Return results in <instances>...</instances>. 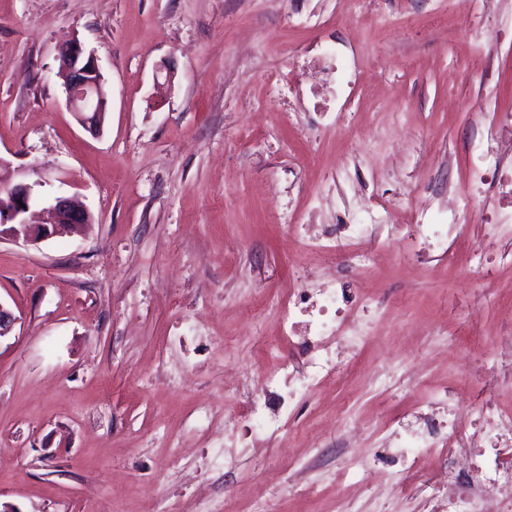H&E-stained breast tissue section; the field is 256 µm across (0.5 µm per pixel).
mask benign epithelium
I'll return each instance as SVG.
<instances>
[{
    "label": "benign epithelium",
    "mask_w": 512,
    "mask_h": 512,
    "mask_svg": "<svg viewBox=\"0 0 512 512\" xmlns=\"http://www.w3.org/2000/svg\"><path fill=\"white\" fill-rule=\"evenodd\" d=\"M67 104L82 124L98 130L104 121L107 91L105 80L92 55L73 42L62 52ZM35 185L19 181L0 195V240L12 239L36 245L41 241L71 232L91 221L90 213L68 198H58L51 208V221L33 224L29 221Z\"/></svg>",
    "instance_id": "benign-epithelium-1"
}]
</instances>
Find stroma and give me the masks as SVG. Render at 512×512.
<instances>
[{"mask_svg":"<svg viewBox=\"0 0 512 512\" xmlns=\"http://www.w3.org/2000/svg\"><path fill=\"white\" fill-rule=\"evenodd\" d=\"M323 30L290 0H0V158L37 184L38 208L74 197L93 216L81 232L29 246L0 241V304L17 318L0 340V506L9 512H110L121 502L166 512H419V489L385 501L348 492L336 473L375 448L301 446L335 430L345 409L403 420L432 387L469 374L462 406L486 395L492 339L512 314V268L485 279L490 244L476 224L453 237L455 263L405 262L407 241L383 237L376 268L311 256L285 215L323 224L360 205L409 223L421 204L406 175L437 197L467 190V145L480 115L512 111V0H491L506 33L496 82L471 60L450 0H366L337 18L336 0H307ZM348 38L361 79L337 127L291 56ZM78 40L108 92L100 131L66 104L59 50ZM172 78L157 79L163 65ZM390 296L342 378L302 406L292 438L237 448L224 468L225 344L237 367L272 366L276 314L266 301L325 271ZM409 378L369 385L380 366ZM208 413H200V405ZM183 446L176 455L175 446Z\"/></svg>","mask_w":512,"mask_h":512,"instance_id":"35a3bbf8","label":"stroma"}]
</instances>
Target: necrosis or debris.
<instances>
[{
	"label": "necrosis or debris",
	"instance_id": "obj_1",
	"mask_svg": "<svg viewBox=\"0 0 512 512\" xmlns=\"http://www.w3.org/2000/svg\"><path fill=\"white\" fill-rule=\"evenodd\" d=\"M347 51L345 41L327 40L321 57L310 59L307 71L315 78L333 69L340 98L351 91L342 66ZM469 158L472 191L489 197L497 210L512 209L511 112L497 114L483 136L471 142ZM363 210L369 222L348 218L326 230L300 221L291 230L310 252L338 254L359 270L378 258L376 230L406 235L412 245L432 246L440 257L451 259L455 256L448 242L451 233L475 217L469 198L453 191L448 194L444 224L430 222L426 205L415 210L409 224L376 217L368 203ZM378 302L361 285L333 278L312 287L300 282L292 288L287 306L278 309L282 347L274 368L258 379L239 373L224 384L232 392L245 384L251 388L246 408L238 416L251 441L285 439L297 408L342 367L339 350L353 354L363 345L370 334L365 314ZM457 394L451 385L435 388L416 407V425L406 434L399 423L367 421L352 413L344 416L343 425L348 435L372 437L380 445L396 440V447L381 455L386 469L381 473L380 496L391 497L409 477L446 503L448 512H512V455L506 452L512 444V409L488 398L463 415Z\"/></svg>",
	"mask_w": 512,
	"mask_h": 512
}]
</instances>
